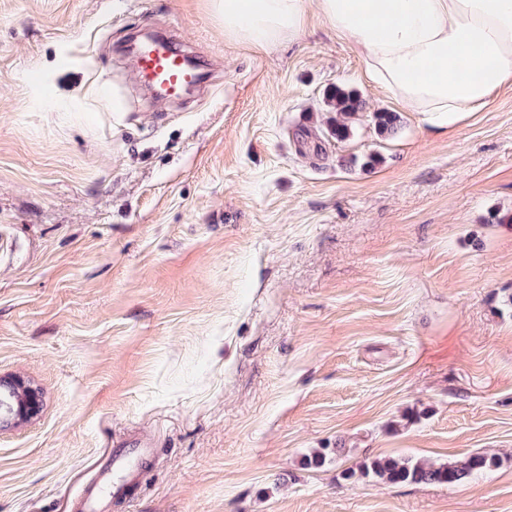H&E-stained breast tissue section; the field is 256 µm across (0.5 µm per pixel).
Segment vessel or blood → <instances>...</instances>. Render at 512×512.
I'll return each mask as SVG.
<instances>
[{
  "label": "vessel or blood",
  "mask_w": 512,
  "mask_h": 512,
  "mask_svg": "<svg viewBox=\"0 0 512 512\" xmlns=\"http://www.w3.org/2000/svg\"><path fill=\"white\" fill-rule=\"evenodd\" d=\"M186 50L165 41H146L139 44L132 57V65L141 84L156 89L166 97H179L187 87L198 84L204 70L199 63L188 61ZM131 476L132 468L127 464L125 449L116 446L106 465L100 467L92 483L75 499V512H100L107 496L120 493L115 481L116 473Z\"/></svg>",
  "instance_id": "b4317fda"
}]
</instances>
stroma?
Segmentation results:
<instances>
[{"label": "stroma", "instance_id": "stroma-1", "mask_svg": "<svg viewBox=\"0 0 512 512\" xmlns=\"http://www.w3.org/2000/svg\"><path fill=\"white\" fill-rule=\"evenodd\" d=\"M150 28L203 92L134 81ZM335 86L367 103L343 142ZM377 111L313 13L256 50L213 0H0V378L42 395L0 512H72L120 442L152 453L105 512H512V85L445 132ZM476 452L454 486L343 477Z\"/></svg>", "mask_w": 512, "mask_h": 512}]
</instances>
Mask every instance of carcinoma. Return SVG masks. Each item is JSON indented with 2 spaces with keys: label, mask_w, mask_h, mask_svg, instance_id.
Returning <instances> with one entry per match:
<instances>
[{
  "label": "carcinoma",
  "mask_w": 512,
  "mask_h": 512,
  "mask_svg": "<svg viewBox=\"0 0 512 512\" xmlns=\"http://www.w3.org/2000/svg\"><path fill=\"white\" fill-rule=\"evenodd\" d=\"M330 111L336 113L327 124L330 136L338 142L348 139L351 126L347 119L364 109L361 95L354 89L337 86L326 97ZM378 132L393 136L400 129V117L395 112L373 113ZM496 465L494 457L487 454H470L447 462L427 463L412 459L375 458L363 465L361 474L373 476L388 484H441L455 485L474 473Z\"/></svg>",
  "instance_id": "cac0c4a2"
}]
</instances>
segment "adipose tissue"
I'll return each instance as SVG.
<instances>
[{"instance_id": "adipose-tissue-1", "label": "adipose tissue", "mask_w": 512, "mask_h": 512, "mask_svg": "<svg viewBox=\"0 0 512 512\" xmlns=\"http://www.w3.org/2000/svg\"><path fill=\"white\" fill-rule=\"evenodd\" d=\"M311 7L432 129L512 84V0H216L227 40L260 49L304 33Z\"/></svg>"}]
</instances>
